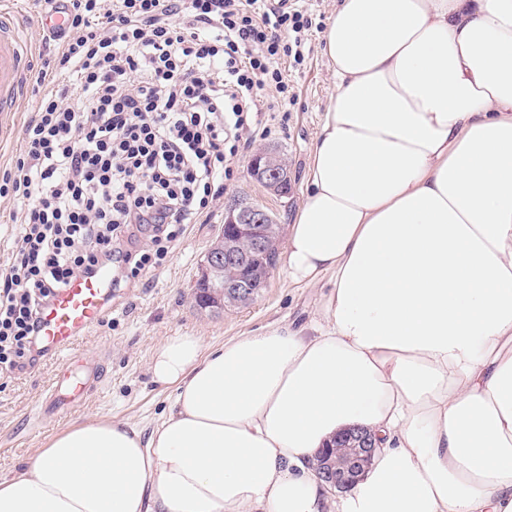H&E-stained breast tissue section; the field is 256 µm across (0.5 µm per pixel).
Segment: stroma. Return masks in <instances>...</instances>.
I'll return each instance as SVG.
<instances>
[{"label": "stroma", "mask_w": 512, "mask_h": 512, "mask_svg": "<svg viewBox=\"0 0 512 512\" xmlns=\"http://www.w3.org/2000/svg\"><path fill=\"white\" fill-rule=\"evenodd\" d=\"M302 5L317 28L309 33L304 62L288 69L294 105L286 115L259 114L266 132L240 149L233 175L225 180L224 193L214 201L207 222L187 225L157 271L116 289L110 322L95 327L78 347L81 365L94 374L93 389L84 403L62 414L46 410L45 397L61 369L55 356H45L22 372L0 375L1 473L20 471L54 432L94 415L154 426L168 406L171 390L153 383L148 366L154 348L168 337L193 334L208 347L285 324L300 326L312 318L321 295L330 288L328 279L294 284L282 263L262 295L248 306L209 314L197 310L193 300L200 266L224 223L225 208L241 202L260 205L275 215L284 230L302 202L308 159L323 113L336 92L320 33L336 0H302ZM12 9L34 51L25 71L22 110L0 112V174L13 167L22 129L35 107L31 78L61 45L41 23L47 10L44 0H13ZM263 146L275 148L288 163L292 189L287 196L275 195L250 174L249 161Z\"/></svg>", "instance_id": "35a3bbf8"}]
</instances>
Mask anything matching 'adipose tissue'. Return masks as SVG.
<instances>
[{
  "mask_svg": "<svg viewBox=\"0 0 512 512\" xmlns=\"http://www.w3.org/2000/svg\"><path fill=\"white\" fill-rule=\"evenodd\" d=\"M336 92L290 224L309 324L166 339L160 423L89 418L0 512H512V0H336ZM376 439L332 492L315 456ZM351 441V446H344L346 441ZM337 442L342 443L337 449H344L347 458L342 466L336 467V462H340V458L333 456L330 461L334 462V467L321 468L318 465L319 475L323 481L331 488L336 490H344L352 486L356 480L365 472L366 467L375 454V443L372 435L367 430H351L343 432ZM336 442V443H337Z\"/></svg>",
  "mask_w": 512,
  "mask_h": 512,
  "instance_id": "obj_1",
  "label": "adipose tissue"
}]
</instances>
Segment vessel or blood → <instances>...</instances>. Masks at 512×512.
I'll list each match as a JSON object with an SVG mask.
<instances>
[{"label": "vessel or blood", "mask_w": 512, "mask_h": 512, "mask_svg": "<svg viewBox=\"0 0 512 512\" xmlns=\"http://www.w3.org/2000/svg\"><path fill=\"white\" fill-rule=\"evenodd\" d=\"M29 54L22 30L0 12V112H15L21 106L20 78ZM112 274L101 269L73 277L56 291L40 319V345L44 352L69 353L110 312Z\"/></svg>", "instance_id": "vessel-or-blood-1"}]
</instances>
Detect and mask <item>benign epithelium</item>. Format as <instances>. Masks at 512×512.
<instances>
[{"mask_svg":"<svg viewBox=\"0 0 512 512\" xmlns=\"http://www.w3.org/2000/svg\"><path fill=\"white\" fill-rule=\"evenodd\" d=\"M252 176L273 192L285 194L290 188L288 168L283 159L270 148L258 149L250 162ZM274 218L265 210L238 203L224 212V231L211 246L201 269L200 281L222 279L219 293L230 301L255 299L267 287L279 258V238L274 236ZM351 441L344 447L347 458L343 465L319 469V475L331 488L344 490L365 472L375 454L372 435L364 429L342 433L338 442Z\"/></svg>","mask_w":512,"mask_h":512,"instance_id":"7a95c632","label":"benign epithelium"}]
</instances>
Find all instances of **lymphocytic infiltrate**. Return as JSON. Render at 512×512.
I'll return each instance as SVG.
<instances>
[{"mask_svg": "<svg viewBox=\"0 0 512 512\" xmlns=\"http://www.w3.org/2000/svg\"><path fill=\"white\" fill-rule=\"evenodd\" d=\"M66 44L38 96L0 196L21 207L0 272V370L40 354V313L80 273L112 285L162 266L185 225L224 192L269 92L285 110L311 17L299 0H65ZM86 102L73 108L74 89ZM149 248L130 249L135 229Z\"/></svg>", "mask_w": 512, "mask_h": 512, "instance_id": "f902f5d3", "label": "lymphocytic infiltrate"}]
</instances>
